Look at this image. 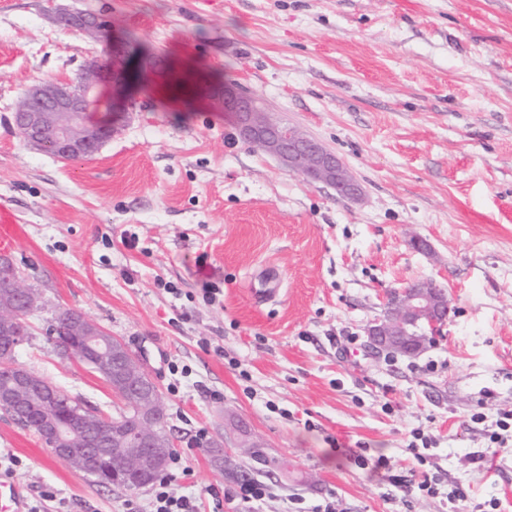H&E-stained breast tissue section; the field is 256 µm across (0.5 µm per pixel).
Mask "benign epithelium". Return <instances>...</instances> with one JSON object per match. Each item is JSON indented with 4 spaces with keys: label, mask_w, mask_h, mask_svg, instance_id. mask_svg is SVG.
<instances>
[{
    "label": "benign epithelium",
    "mask_w": 512,
    "mask_h": 512,
    "mask_svg": "<svg viewBox=\"0 0 512 512\" xmlns=\"http://www.w3.org/2000/svg\"><path fill=\"white\" fill-rule=\"evenodd\" d=\"M55 22L64 28L100 35L102 54H91L75 80H57L29 86L14 112V125L23 141L46 150L63 160L92 157L117 132V122L136 111V103L126 94L132 82L130 56L123 43L112 42L107 21L94 12L70 13L57 9ZM144 74L162 78L166 67L158 56L141 58ZM206 99L221 112L235 117V129L243 142L276 158L288 170L311 183L332 187L346 199L361 196L359 182L350 176L335 153L293 127L280 125L266 116L261 103L252 95L227 83L206 89ZM0 279L6 281L13 303H27L28 286L9 258L0 259ZM384 315L365 328L369 344L411 358L419 355L434 339V333L449 321L454 308L446 289L432 281H417L384 293ZM84 338L79 353L83 361L123 376L119 393L126 399L135 392L137 413L129 418L99 417L89 421L84 406L70 403L59 391L45 393L44 403L66 409V420L43 415L38 426L42 440L56 457L79 460L82 471L102 478L101 465L112 459L113 467L126 473L131 488H140L147 476L160 469L174 444L162 438L168 427V414L156 395L157 385L141 367L136 354L120 340L105 333L97 324H78ZM10 378L0 386V405L25 416L21 391L43 387L37 374L12 366L9 357L0 358V372Z\"/></svg>",
    "instance_id": "benign-epithelium-1"
}]
</instances>
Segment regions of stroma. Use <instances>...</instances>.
<instances>
[{
  "label": "stroma",
  "instance_id": "obj_1",
  "mask_svg": "<svg viewBox=\"0 0 512 512\" xmlns=\"http://www.w3.org/2000/svg\"><path fill=\"white\" fill-rule=\"evenodd\" d=\"M93 10L109 36L165 54L137 76L145 109L101 151L62 161L26 145L13 111L35 82L76 78L104 45L59 27L47 0H0V256L46 304L14 358L91 409L123 400L61 359L45 328L73 309L140 355L163 396L171 484L211 512L210 444L231 427L264 462L238 459L265 496L254 512H512V447L490 466L469 417L512 411V0H57ZM233 83L281 125L334 151L359 181L350 201L235 136L233 118L183 82ZM427 241L416 250L412 237ZM429 279L454 314L415 358L374 355L365 327L383 293ZM219 290L203 297L204 284ZM434 439L439 493L419 495L406 447ZM203 443H196V436ZM385 456L401 486L334 445ZM46 512H147L151 487L99 484L0 410V457ZM389 473V474H390ZM54 500L43 501V491Z\"/></svg>",
  "mask_w": 512,
  "mask_h": 512
}]
</instances>
